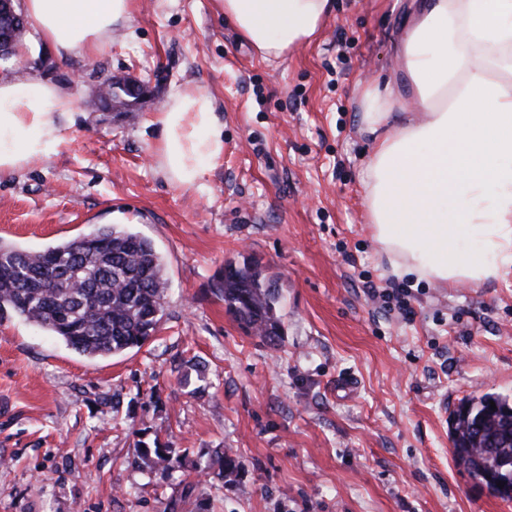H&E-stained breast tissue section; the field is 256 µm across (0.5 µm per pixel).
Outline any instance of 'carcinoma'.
<instances>
[{
  "label": "carcinoma",
  "instance_id": "obj_1",
  "mask_svg": "<svg viewBox=\"0 0 512 512\" xmlns=\"http://www.w3.org/2000/svg\"><path fill=\"white\" fill-rule=\"evenodd\" d=\"M167 290L162 255L150 239L126 228L101 226L43 250L0 245V319L32 323L86 356L142 347L164 317ZM217 290L243 330L278 345L279 289L258 265H224ZM449 423L457 466L494 496L512 500V398L486 392L468 399ZM137 458L162 476L180 465L157 439L152 448L137 445ZM214 464L224 483L238 482L242 464L235 455L225 452Z\"/></svg>",
  "mask_w": 512,
  "mask_h": 512
}]
</instances>
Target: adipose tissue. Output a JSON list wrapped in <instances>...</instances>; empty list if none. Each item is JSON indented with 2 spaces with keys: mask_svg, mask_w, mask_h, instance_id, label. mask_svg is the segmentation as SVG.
I'll return each mask as SVG.
<instances>
[{
  "mask_svg": "<svg viewBox=\"0 0 512 512\" xmlns=\"http://www.w3.org/2000/svg\"><path fill=\"white\" fill-rule=\"evenodd\" d=\"M256 57L310 43L334 0H215ZM135 0H23L33 39L60 58L92 56L131 21ZM408 94L360 81L373 150L363 180L372 235L395 271L447 287L512 277V0H411L397 44ZM402 84V85H403ZM70 94L0 79V175L56 155ZM165 177L201 189L224 157V125L204 91L174 90L156 112Z\"/></svg>",
  "mask_w": 512,
  "mask_h": 512,
  "instance_id": "ef3b65f1",
  "label": "adipose tissue"
}]
</instances>
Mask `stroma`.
<instances>
[{
	"mask_svg": "<svg viewBox=\"0 0 512 512\" xmlns=\"http://www.w3.org/2000/svg\"><path fill=\"white\" fill-rule=\"evenodd\" d=\"M335 2L280 60L255 57L213 0H136L94 56L33 41L0 62V78L74 99L60 152L0 176V241L42 249L119 224L153 242L169 282L155 336L113 357L0 320V512H512L456 466L448 427L461 401L512 396V278L393 273L363 197L358 83L396 80L409 0ZM119 78L146 82L149 110L93 105ZM178 88L210 93L224 124L202 192L154 155L151 119ZM247 259L279 284V346L216 294L225 263ZM394 285L412 318L368 292ZM156 440L180 471L140 465L137 444ZM227 450L239 483L199 474Z\"/></svg>",
	"mask_w": 512,
	"mask_h": 512,
	"instance_id": "35a3bbf8",
	"label": "stroma"
}]
</instances>
